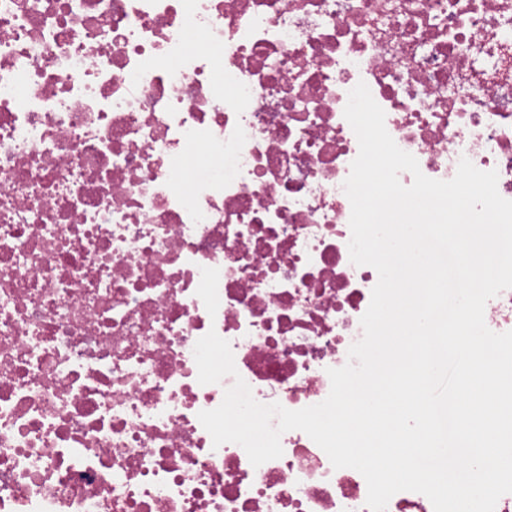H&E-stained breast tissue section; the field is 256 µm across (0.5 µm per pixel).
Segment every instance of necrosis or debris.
Wrapping results in <instances>:
<instances>
[{
    "label": "necrosis or debris",
    "mask_w": 512,
    "mask_h": 512,
    "mask_svg": "<svg viewBox=\"0 0 512 512\" xmlns=\"http://www.w3.org/2000/svg\"><path fill=\"white\" fill-rule=\"evenodd\" d=\"M361 81L425 176L512 200V0H0V512H369L303 431L255 467L198 418L324 401L363 335Z\"/></svg>",
    "instance_id": "necrosis-or-debris-1"
}]
</instances>
